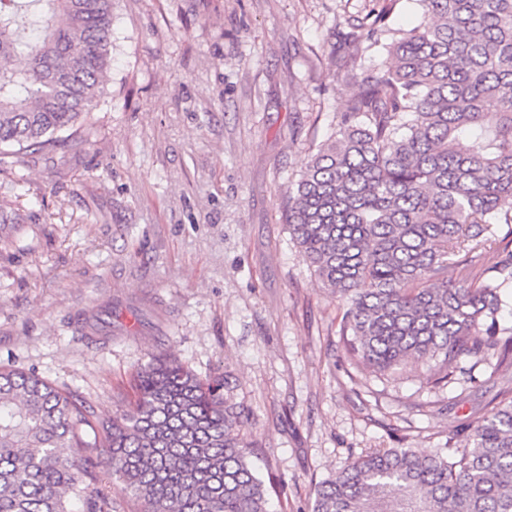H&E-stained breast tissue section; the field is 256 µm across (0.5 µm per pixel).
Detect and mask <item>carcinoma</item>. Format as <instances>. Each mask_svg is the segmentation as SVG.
Here are the masks:
<instances>
[{"label":"carcinoma","mask_w":512,"mask_h":512,"mask_svg":"<svg viewBox=\"0 0 512 512\" xmlns=\"http://www.w3.org/2000/svg\"><path fill=\"white\" fill-rule=\"evenodd\" d=\"M419 23L380 10L350 23L394 58L369 74L330 46L356 90L339 129L289 184L286 226L342 306L346 354L381 374L410 360L452 380L463 357L512 368L500 339L492 226L512 224V0H420ZM112 60V0H0V163L48 158L57 133L97 106ZM128 408L101 417L82 396L0 365V512H268L251 464L250 410L228 374L169 354L131 380ZM312 512H512V387L452 448L347 459L313 486Z\"/></svg>","instance_id":"cac0c4a2"}]
</instances>
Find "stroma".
Listing matches in <instances>:
<instances>
[{
    "label": "stroma",
    "instance_id": "1",
    "mask_svg": "<svg viewBox=\"0 0 512 512\" xmlns=\"http://www.w3.org/2000/svg\"><path fill=\"white\" fill-rule=\"evenodd\" d=\"M418 0H112V64L85 141L0 165V364L109 415L168 351L228 371L265 448L271 512H311L347 458L447 447L512 374L462 358L435 386L347 357L341 309L290 240L288 185L337 131L354 86L325 60L346 19ZM95 310L111 336L83 338Z\"/></svg>",
    "mask_w": 512,
    "mask_h": 512
}]
</instances>
